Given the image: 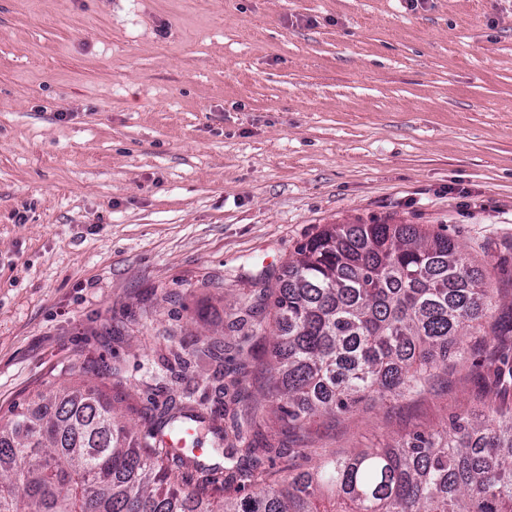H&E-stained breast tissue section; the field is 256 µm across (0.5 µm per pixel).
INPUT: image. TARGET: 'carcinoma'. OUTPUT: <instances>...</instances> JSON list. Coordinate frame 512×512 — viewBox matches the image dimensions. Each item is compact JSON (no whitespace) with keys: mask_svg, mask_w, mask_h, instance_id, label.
I'll use <instances>...</instances> for the list:
<instances>
[{"mask_svg":"<svg viewBox=\"0 0 512 512\" xmlns=\"http://www.w3.org/2000/svg\"><path fill=\"white\" fill-rule=\"evenodd\" d=\"M503 289L454 238L416 224H329L301 243L275 288L249 297L253 331L273 332L267 390L286 435L312 418L346 415L367 398L424 393L466 358L463 337L500 327ZM197 356L224 375V349ZM264 419L236 424L247 441ZM139 443L112 395L80 384L54 394L42 412L15 408L0 423V512H512V404L488 398L481 419L453 416L436 432L416 431L382 448L329 454L310 469L266 478L253 466L250 492L221 500L190 486L187 453L169 458L158 436L210 435L224 468L241 459L224 428L190 398L170 404Z\"/></svg>","mask_w":512,"mask_h":512,"instance_id":"carcinoma-1","label":"carcinoma"}]
</instances>
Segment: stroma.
Here are the masks:
<instances>
[{
  "instance_id": "1",
  "label": "stroma",
  "mask_w": 512,
  "mask_h": 512,
  "mask_svg": "<svg viewBox=\"0 0 512 512\" xmlns=\"http://www.w3.org/2000/svg\"><path fill=\"white\" fill-rule=\"evenodd\" d=\"M448 234L512 281V0H0V418L79 382L171 396L225 430L265 385L230 333L327 224ZM234 337L239 398L198 342ZM467 370L418 399L269 423L314 465L475 404Z\"/></svg>"
}]
</instances>
